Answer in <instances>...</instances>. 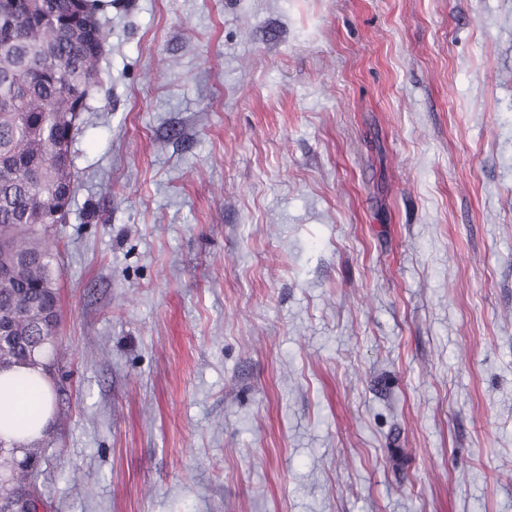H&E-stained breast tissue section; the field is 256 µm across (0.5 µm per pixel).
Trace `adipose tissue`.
I'll list each match as a JSON object with an SVG mask.
<instances>
[{"label":"adipose tissue","mask_w":512,"mask_h":512,"mask_svg":"<svg viewBox=\"0 0 512 512\" xmlns=\"http://www.w3.org/2000/svg\"><path fill=\"white\" fill-rule=\"evenodd\" d=\"M52 383L41 363L0 370V440L25 453L44 437L53 417Z\"/></svg>","instance_id":"1"}]
</instances>
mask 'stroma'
I'll list each match as a JSON object with an SVG mask.
<instances>
[{
	"label": "stroma",
	"mask_w": 512,
	"mask_h": 512,
	"mask_svg": "<svg viewBox=\"0 0 512 512\" xmlns=\"http://www.w3.org/2000/svg\"><path fill=\"white\" fill-rule=\"evenodd\" d=\"M100 18L44 512H512V0Z\"/></svg>",
	"instance_id": "stroma-1"
}]
</instances>
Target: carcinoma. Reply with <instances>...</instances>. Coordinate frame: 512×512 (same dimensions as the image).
Here are the masks:
<instances>
[{"label":"carcinoma","mask_w":512,"mask_h":512,"mask_svg":"<svg viewBox=\"0 0 512 512\" xmlns=\"http://www.w3.org/2000/svg\"><path fill=\"white\" fill-rule=\"evenodd\" d=\"M109 29L90 0H0V319L14 336H44L35 348L0 341V368L33 360L54 342L60 317L55 246L48 225L74 194L71 144L76 107L102 85L99 62ZM23 473L0 484V512L24 510L40 494L38 453L15 462L0 441V470Z\"/></svg>","instance_id":"cac0c4a2"}]
</instances>
